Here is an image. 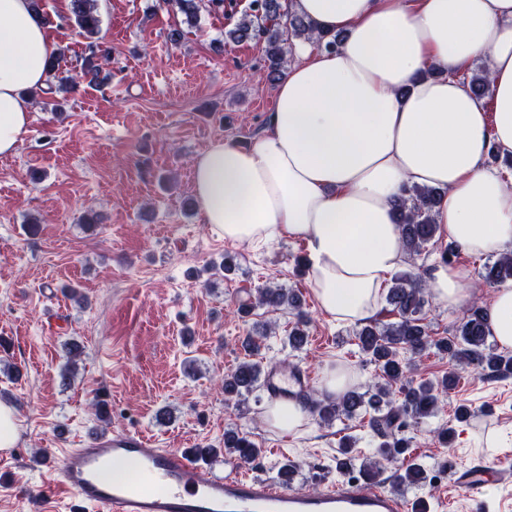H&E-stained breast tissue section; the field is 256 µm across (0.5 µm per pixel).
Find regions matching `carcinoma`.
<instances>
[{"mask_svg":"<svg viewBox=\"0 0 512 512\" xmlns=\"http://www.w3.org/2000/svg\"><path fill=\"white\" fill-rule=\"evenodd\" d=\"M72 14L81 36L92 39L99 31L100 20L96 13V0H71ZM256 13L244 14L235 28L226 37L240 42L252 37L267 36V76L277 82L285 75L288 40L291 37L310 38L312 30L303 17L294 12L283 11L280 0H255ZM110 50L93 45L91 56L84 60L83 75L96 77L100 62L108 60ZM60 56L55 55L48 63V75L56 79V88L48 92H69L77 85V78L65 74L59 68ZM474 95L481 99L487 96V73L480 70L469 80ZM440 200V193L429 187L414 186L405 190L398 204L401 242L409 257L419 256L427 245L440 236V226L433 223V214ZM484 279L490 284L512 280V253L501 255L496 261L484 266ZM386 300L399 315V321L379 323L371 321L355 330V345L375 364L377 381L371 389L361 393L350 390L337 398L310 400L313 412L324 422L340 416L368 418L367 426L378 439L376 458L368 459L360 466L364 479L377 480L383 463L394 462L410 445L405 432L419 420L438 410L440 395L456 387L459 375L451 372L434 383L424 381L413 385L406 380V373L414 358H420L434 349L448 357L457 366L474 367L488 377L512 375V355L496 352L488 344L490 329L487 309L472 304L463 314L455 334L438 339L430 335L429 325L424 322V311L428 304L426 285L419 275L403 271L392 278ZM256 304L278 309L288 306L300 307L298 294L286 288H260ZM305 324L302 313H297V322L288 332V344L300 348L306 340L302 329ZM261 374L258 362L245 360L224 377L225 400L230 401L243 393L257 388ZM355 442L346 439L339 445L336 471L350 469L353 458L349 457ZM224 449L241 462H253L261 449L248 436L237 431L224 432ZM397 485H420L425 482L424 469L418 464H409L396 472Z\"/></svg>","mask_w":512,"mask_h":512,"instance_id":"1","label":"carcinoma"}]
</instances>
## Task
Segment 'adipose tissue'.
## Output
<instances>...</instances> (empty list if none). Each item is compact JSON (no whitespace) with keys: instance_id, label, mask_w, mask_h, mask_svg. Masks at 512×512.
Segmentation results:
<instances>
[{"instance_id":"adipose-tissue-1","label":"adipose tissue","mask_w":512,"mask_h":512,"mask_svg":"<svg viewBox=\"0 0 512 512\" xmlns=\"http://www.w3.org/2000/svg\"><path fill=\"white\" fill-rule=\"evenodd\" d=\"M314 33H344L335 51L295 43L301 63L276 85L268 131L248 146L215 141L192 163L203 224L235 246L302 239L321 310L373 320L406 258L395 202L441 190L435 221L463 251L512 250V180L489 150L512 155V0H290ZM54 52L30 0H0V156L30 132L29 90ZM489 72L486 100L462 74ZM469 270L436 264L428 285L457 310ZM491 334L512 349V282L495 289Z\"/></svg>"}]
</instances>
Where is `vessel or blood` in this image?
<instances>
[{
	"mask_svg": "<svg viewBox=\"0 0 512 512\" xmlns=\"http://www.w3.org/2000/svg\"><path fill=\"white\" fill-rule=\"evenodd\" d=\"M310 377L294 368L272 367L265 375L268 396L284 400L303 392ZM49 468L50 491H62L96 512H422L424 505L383 487L351 480L317 492L241 474L227 461L223 476L206 479L194 459L171 448L154 447L137 431L106 436L88 432L79 447L60 448ZM116 463L133 464L123 480L105 473ZM457 485L484 508L488 485L512 480V463L455 470Z\"/></svg>",
	"mask_w": 512,
	"mask_h": 512,
	"instance_id": "b4317fda",
	"label": "vessel or blood"
}]
</instances>
